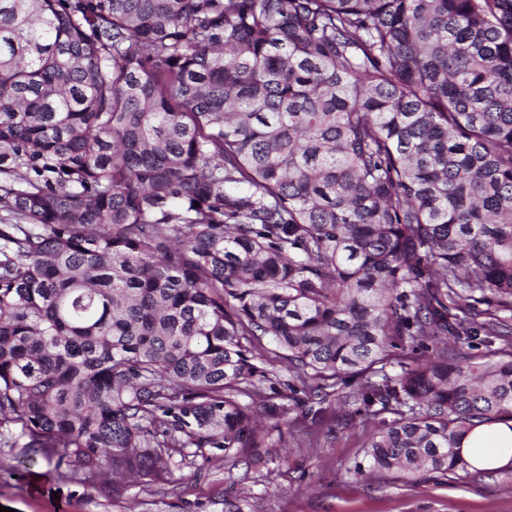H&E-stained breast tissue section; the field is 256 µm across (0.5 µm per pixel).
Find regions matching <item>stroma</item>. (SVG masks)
Here are the masks:
<instances>
[{"label": "stroma", "mask_w": 512, "mask_h": 512, "mask_svg": "<svg viewBox=\"0 0 512 512\" xmlns=\"http://www.w3.org/2000/svg\"><path fill=\"white\" fill-rule=\"evenodd\" d=\"M342 399L331 402L321 423L303 403L291 405L287 449H240L265 464L225 469L220 456L203 449L171 472H152L120 487L105 476L85 480L68 459L48 472L42 455H31L17 432L0 434V464L33 456L28 475H0V506L11 512H512V467L450 481L430 475L409 482L376 473L363 482L346 470L361 459L362 440Z\"/></svg>", "instance_id": "obj_1"}]
</instances>
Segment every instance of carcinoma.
<instances>
[{"instance_id":"1","label":"carcinoma","mask_w":512,"mask_h":512,"mask_svg":"<svg viewBox=\"0 0 512 512\" xmlns=\"http://www.w3.org/2000/svg\"><path fill=\"white\" fill-rule=\"evenodd\" d=\"M507 312L512 0H0V428L55 468L234 467L285 385L354 478L480 475Z\"/></svg>"}]
</instances>
